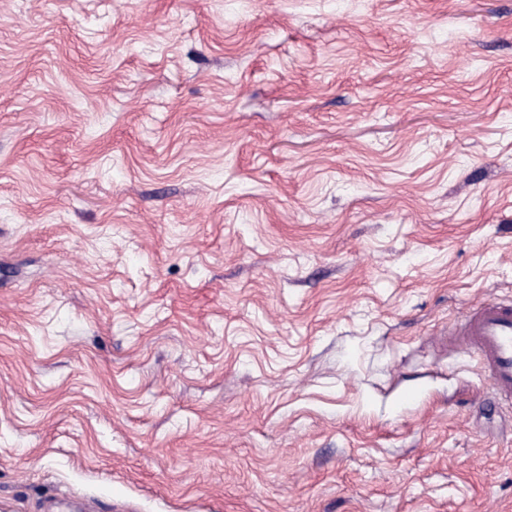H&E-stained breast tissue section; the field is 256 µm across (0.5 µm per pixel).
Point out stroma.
I'll return each mask as SVG.
<instances>
[{
    "instance_id": "obj_1",
    "label": "stroma",
    "mask_w": 512,
    "mask_h": 512,
    "mask_svg": "<svg viewBox=\"0 0 512 512\" xmlns=\"http://www.w3.org/2000/svg\"><path fill=\"white\" fill-rule=\"evenodd\" d=\"M509 296L512 0H0V512H512ZM452 336H458L460 353L479 356L495 397L512 405V299L471 307Z\"/></svg>"
}]
</instances>
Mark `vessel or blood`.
I'll return each mask as SVG.
<instances>
[{"instance_id": "b4317fda", "label": "vessel or blood", "mask_w": 512, "mask_h": 512, "mask_svg": "<svg viewBox=\"0 0 512 512\" xmlns=\"http://www.w3.org/2000/svg\"><path fill=\"white\" fill-rule=\"evenodd\" d=\"M456 334L458 351L477 354L495 397L512 405V299L494 298L471 307Z\"/></svg>"}]
</instances>
